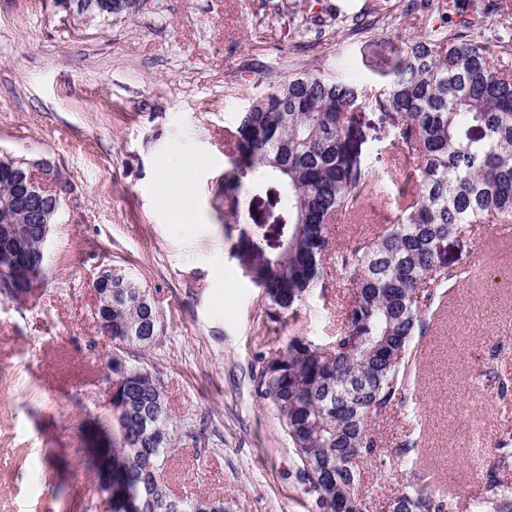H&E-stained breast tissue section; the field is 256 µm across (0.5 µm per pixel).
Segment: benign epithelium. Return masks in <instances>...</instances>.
I'll use <instances>...</instances> for the list:
<instances>
[{"label":"benign epithelium","instance_id":"7a95c632","mask_svg":"<svg viewBox=\"0 0 512 512\" xmlns=\"http://www.w3.org/2000/svg\"><path fill=\"white\" fill-rule=\"evenodd\" d=\"M57 8L68 14H77L87 19L112 16V0H54ZM13 179L19 183L14 200L22 203L29 221L42 225L43 237L50 233L49 219L57 217L62 201L71 191V185L58 178L57 168L50 161L41 159L34 162L18 160L11 166ZM11 202L4 204L5 215L0 220V270L10 273L22 288L36 289L38 277L32 268L38 266V259L25 256V226L14 223L10 217ZM100 279L92 282L95 297V316L101 334L112 340V313L110 304H102L110 288L99 287Z\"/></svg>","mask_w":512,"mask_h":512}]
</instances>
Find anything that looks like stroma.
<instances>
[{"instance_id":"35a3bbf8","label":"stroma","mask_w":512,"mask_h":512,"mask_svg":"<svg viewBox=\"0 0 512 512\" xmlns=\"http://www.w3.org/2000/svg\"><path fill=\"white\" fill-rule=\"evenodd\" d=\"M389 2L392 13L358 32L351 19L370 0H145L136 14L96 20L53 0H0V158L49 159L72 186L41 288L26 301L0 297V512H112L91 459L99 428L112 424L110 345L91 285L112 266L162 315L142 357L176 427L171 490L223 499L227 512H308L278 412L252 376L291 337L329 343L354 284L325 262L297 314L270 320L247 269L278 253L287 204L277 180L240 169L238 216L225 226L230 134L250 98L291 76L388 86L404 43L426 33L420 14ZM353 122L362 160L385 168L395 120L365 107ZM175 157L196 161L186 224L160 202L159 172ZM396 192L384 182L364 203L365 222L330 224L334 249L394 219ZM492 230L473 225L442 251L461 278L415 340L421 367L407 404L417 421L397 408L371 421L384 453L359 486L370 512H386L413 479L390 455L403 441L466 495L512 438V238L483 254Z\"/></svg>"}]
</instances>
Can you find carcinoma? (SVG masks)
Instances as JSON below:
<instances>
[{"mask_svg":"<svg viewBox=\"0 0 512 512\" xmlns=\"http://www.w3.org/2000/svg\"><path fill=\"white\" fill-rule=\"evenodd\" d=\"M475 0H406V12L461 15L453 33L431 26L404 49L386 88L369 94L320 73H304L254 97L239 113L233 168L257 166L282 184L291 231L279 253L253 270L271 316L296 312L315 288L330 249L327 226L358 212L379 176L361 163L353 112L370 106L398 119L401 155L390 179L404 175L416 192L395 201L399 217L341 256L353 277L354 300L329 348L296 336L258 376L262 397L277 409L313 512H368L358 493L364 467L378 453L369 429L407 399L416 352L429 329L424 309L441 303L455 274L439 245L475 224H512V63L495 57L490 40L464 18ZM112 268V355L120 384L112 397L113 512H206L210 502L175 497L160 466L173 446L168 400L141 351L161 331L149 293L127 287ZM128 409L119 413L121 405ZM413 480L389 512H457L460 496L411 459ZM512 439L499 445L492 471L466 512H512Z\"/></svg>","mask_w":512,"mask_h":512,"instance_id":"obj_1","label":"carcinoma"}]
</instances>
